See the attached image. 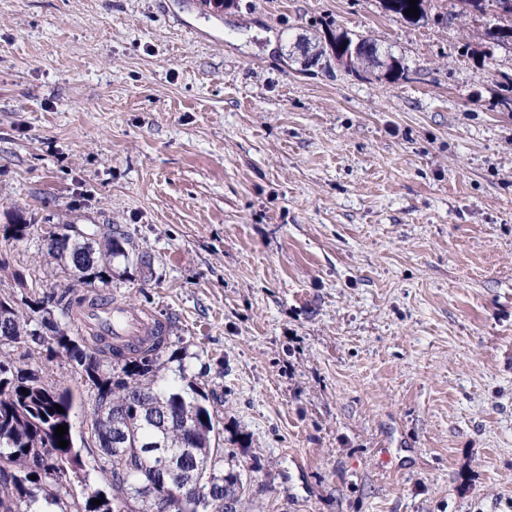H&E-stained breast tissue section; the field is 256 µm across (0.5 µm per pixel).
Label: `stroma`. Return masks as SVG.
<instances>
[{"instance_id":"1","label":"stroma","mask_w":512,"mask_h":512,"mask_svg":"<svg viewBox=\"0 0 512 512\" xmlns=\"http://www.w3.org/2000/svg\"><path fill=\"white\" fill-rule=\"evenodd\" d=\"M429 13L0 0V226L36 221L0 294L70 284L51 225L127 231L150 265L101 292L223 391L238 512H512V48ZM343 30L405 77L305 64Z\"/></svg>"}]
</instances>
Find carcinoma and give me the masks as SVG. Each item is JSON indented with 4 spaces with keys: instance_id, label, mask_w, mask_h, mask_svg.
Wrapping results in <instances>:
<instances>
[{
    "instance_id": "cac0c4a2",
    "label": "carcinoma",
    "mask_w": 512,
    "mask_h": 512,
    "mask_svg": "<svg viewBox=\"0 0 512 512\" xmlns=\"http://www.w3.org/2000/svg\"><path fill=\"white\" fill-rule=\"evenodd\" d=\"M386 11L410 21L428 18L424 0L418 14H404L409 0H382ZM512 0H469L480 13L495 15ZM352 46L370 47L356 76L379 77L385 66L377 44L362 35L341 32ZM495 43L512 44V20L488 28ZM32 224L17 214L5 227L14 240L24 239ZM49 254L84 288H52L39 297L0 296V344L29 356L43 350L47 357L65 358L94 396L83 449L93 457L92 470L108 482L109 492L94 488L81 461L73 434L76 398L36 375L22 358L0 357V512H121L130 496L145 503V512H179L170 507L178 493L200 503L218 502L228 494L245 493L236 471L224 470V395L206 386L180 366L169 376L170 327L157 321L149 335L120 343L112 327L78 332L74 318L97 305L96 284L112 281V265L150 266L127 232L110 224L81 229L62 224L48 231ZM40 319H35V314ZM64 412H57L55 405ZM68 427L58 446L57 426ZM36 479H30V476ZM82 488L70 492L71 484ZM102 499V504L91 501Z\"/></svg>"
}]
</instances>
